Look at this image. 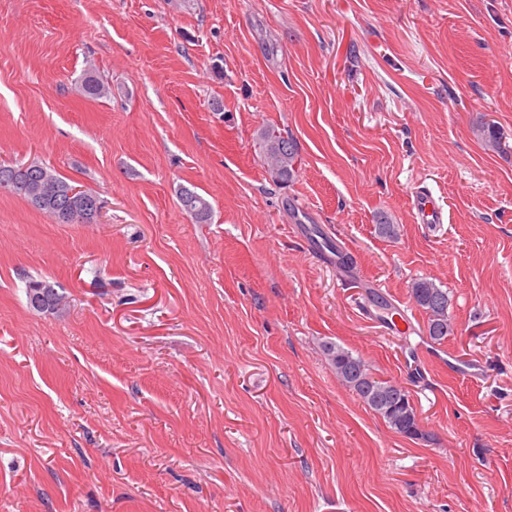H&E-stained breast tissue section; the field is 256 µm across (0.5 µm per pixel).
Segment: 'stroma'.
Here are the masks:
<instances>
[{"mask_svg":"<svg viewBox=\"0 0 512 512\" xmlns=\"http://www.w3.org/2000/svg\"><path fill=\"white\" fill-rule=\"evenodd\" d=\"M268 125L299 147L284 185ZM33 159L102 210L0 191V512H512V0H0V161ZM31 278L66 312L30 310ZM419 278L448 291L438 344ZM325 341L405 386L423 438ZM77 89L81 95L89 99L103 97L110 91V87L105 85L104 81L91 66L84 70ZM257 146L266 171L276 183H288L298 171L299 148L296 140L274 127H263ZM177 198L181 208L198 223H205L211 216V205L207 199L187 186H180ZM412 210L419 224H446L448 215L435 201L431 192H416L412 198ZM322 352L336 377L396 433L410 438L418 431L417 412L411 395L401 384L376 378L359 355L334 342L322 344Z\"/></svg>","mask_w":512,"mask_h":512,"instance_id":"stroma-1","label":"stroma"}]
</instances>
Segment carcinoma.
<instances>
[{
    "instance_id": "obj_1",
    "label": "carcinoma",
    "mask_w": 512,
    "mask_h": 512,
    "mask_svg": "<svg viewBox=\"0 0 512 512\" xmlns=\"http://www.w3.org/2000/svg\"><path fill=\"white\" fill-rule=\"evenodd\" d=\"M81 95L97 99L107 95L110 87L93 68L84 70L77 86ZM257 146L267 173L276 183L289 182L298 171L299 148L296 140L274 127H264L257 137ZM51 180L59 187L56 199L42 207L36 204L45 181ZM0 188L27 201L37 210L50 215L69 208L67 194L75 188L73 181L61 175L55 168L38 160L26 163L0 161ZM181 208L198 223H205L211 216V205L198 192L187 186L177 190ZM380 235L396 240L401 227L386 215L378 218ZM410 295L427 315L429 338L439 343L453 332L448 316L450 299L448 291L434 281L417 279L409 284ZM322 352L333 367L336 377L348 387L374 413L380 416L396 433L410 438L420 435L416 408L410 392L401 384L376 378L369 365L360 356L334 342L322 344Z\"/></svg>"
}]
</instances>
